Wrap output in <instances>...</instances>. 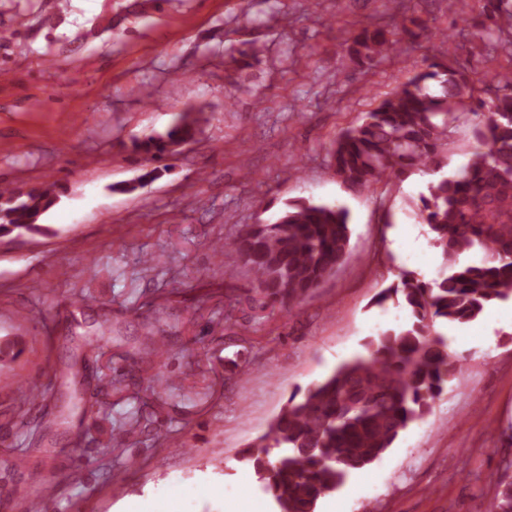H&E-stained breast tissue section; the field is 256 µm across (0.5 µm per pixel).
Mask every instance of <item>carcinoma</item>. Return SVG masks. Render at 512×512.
I'll use <instances>...</instances> for the list:
<instances>
[{
  "label": "carcinoma",
  "instance_id": "1",
  "mask_svg": "<svg viewBox=\"0 0 512 512\" xmlns=\"http://www.w3.org/2000/svg\"><path fill=\"white\" fill-rule=\"evenodd\" d=\"M493 20L481 37L487 53L512 58V0H481ZM417 17L392 18L341 42L354 58L372 62L413 28ZM437 82L441 93L429 92ZM479 118L478 142L467 165L428 186L416 217L443 257L438 278L414 271L382 289L375 305L393 302L407 321L367 343L368 356L341 364L324 380L297 387L259 437L262 451L242 452L278 512H316L321 499L347 477L379 459L410 424L422 419L460 361L448 352L442 329L466 324L496 301L512 299V70L472 78L453 62H430L362 122L336 139L332 165L352 191L447 165L450 124L458 110ZM187 116L164 134L133 143L161 159L194 140ZM56 201L49 188L0 192V235L45 233L40 216ZM350 216L339 204L309 200L285 204L272 222L247 224L224 241L253 276V291L284 310L302 300L345 261ZM484 253L477 265L456 266L466 251ZM491 512H512V479L489 500Z\"/></svg>",
  "mask_w": 512,
  "mask_h": 512
}]
</instances>
